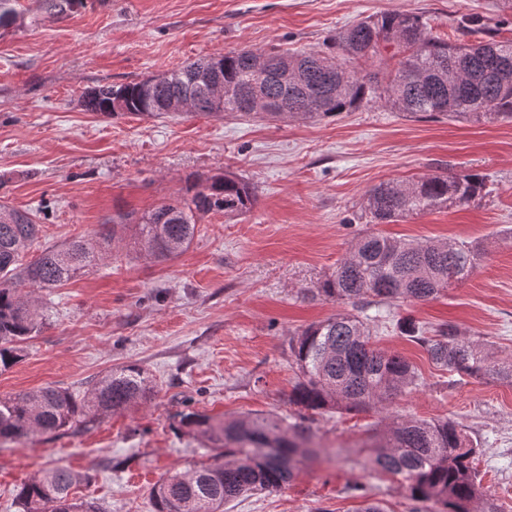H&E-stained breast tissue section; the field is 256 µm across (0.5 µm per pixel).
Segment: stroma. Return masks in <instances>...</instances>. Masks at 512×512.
Wrapping results in <instances>:
<instances>
[{"mask_svg":"<svg viewBox=\"0 0 512 512\" xmlns=\"http://www.w3.org/2000/svg\"><path fill=\"white\" fill-rule=\"evenodd\" d=\"M403 11L451 41L512 38L505 0H87L62 19L44 0H19L16 22L0 27V197L40 218L26 261L183 194L192 173L231 170L257 186L258 199L242 215L203 216L175 259L156 261L125 232L101 240L97 267L33 290L41 329L0 371V398L45 386L80 397L129 362L156 389L145 403L56 437L0 440V512H20L15 487L55 466L87 474L79 497L107 512H154L151 490L164 475L210 461L211 442L181 428L182 413L297 418L288 342L339 310L307 289L368 231L360 213L371 187L448 170L484 176L485 196L378 230L467 241L479 252L476 268L435 300L362 311L375 345L409 361L419 386L366 410L311 413L319 456L299 464L285 488L241 497L224 512H353L366 495L388 512H411L400 477L350 462L402 416L456 421L482 450L485 497L475 512L492 503L512 512V383L453 381L396 327L404 317L428 328L450 322L464 339L490 345L498 361H512V120L410 118L380 103L304 121L232 112L105 117L81 105L97 85L138 81L189 59L241 48L323 50L367 15ZM470 17L479 29H460ZM356 481L363 492L348 491Z\"/></svg>","mask_w":512,"mask_h":512,"instance_id":"35a3bbf8","label":"stroma"}]
</instances>
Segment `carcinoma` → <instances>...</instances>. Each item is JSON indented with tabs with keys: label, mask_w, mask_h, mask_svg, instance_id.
<instances>
[{
	"label": "carcinoma",
	"mask_w": 512,
	"mask_h": 512,
	"mask_svg": "<svg viewBox=\"0 0 512 512\" xmlns=\"http://www.w3.org/2000/svg\"><path fill=\"white\" fill-rule=\"evenodd\" d=\"M18 0H0V27L13 24ZM512 64V40L449 43L429 33L412 12L370 15L331 38L329 51L269 52L234 50L186 61L166 79L154 76L120 85L102 84L82 96L88 112L104 116L171 115V100L193 101L194 114L236 112L245 118L310 120L352 112L376 97L395 112L450 120L512 119V75L499 77L492 59ZM369 62L373 69L359 70ZM208 67L224 86V108L195 82ZM264 84V101L251 106L243 93ZM292 111H279L282 104ZM485 180L476 173L427 174L389 180L370 188L363 213L368 224H389L434 209L467 205L482 196ZM257 188L224 171L186 178L184 195L163 201L135 218H120L117 230H134L135 245L159 261L185 251L198 221L211 212L226 216L249 211ZM37 214L0 200V370L20 358V345L35 336L41 322L17 282L33 288H59L95 267L100 250L91 238L47 248L34 262L23 256L38 237ZM479 259L465 241L415 242L370 232L361 236L336 270L308 290L311 298L354 308L402 299L427 302L448 284L469 276ZM401 333L426 346L432 360L460 377L492 376L512 382V362H495L486 345L462 339L456 325L444 323L432 338L411 319L398 321ZM299 371L292 401L311 411L362 410L403 395L419 377L402 356L372 342V329L360 316L338 312L300 330L288 345ZM155 381L134 364L103 375L82 397L54 386L0 399V438L54 435L75 424L96 422L150 399ZM180 424L224 448L215 461L162 477L152 489L155 512H224V505L248 494L279 490L312 453L310 427L280 416H242L222 420L196 412ZM367 463L400 476L409 497L435 500L444 512H471L482 496L475 461L478 444L451 419L425 421L401 417L364 445ZM83 476L54 468L23 481L15 495L21 512H103L72 491Z\"/></svg>",
	"instance_id": "obj_1"
}]
</instances>
